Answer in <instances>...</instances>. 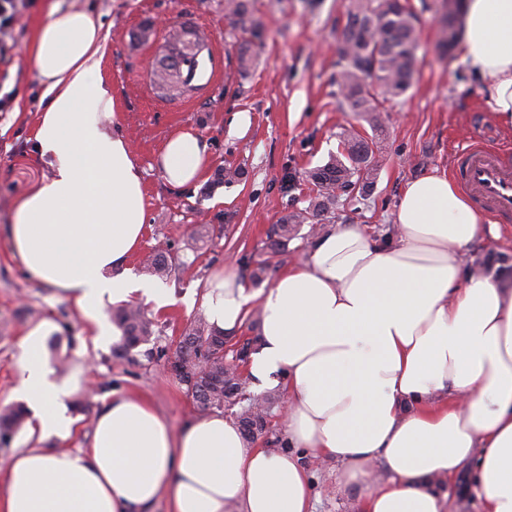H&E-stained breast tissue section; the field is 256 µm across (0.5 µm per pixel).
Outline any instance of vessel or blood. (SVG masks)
Returning a JSON list of instances; mask_svg holds the SVG:
<instances>
[{"label":"vessel or blood","mask_w":512,"mask_h":512,"mask_svg":"<svg viewBox=\"0 0 512 512\" xmlns=\"http://www.w3.org/2000/svg\"><path fill=\"white\" fill-rule=\"evenodd\" d=\"M454 175L476 206L502 220H512V163L474 144L458 148Z\"/></svg>","instance_id":"b4317fda"}]
</instances>
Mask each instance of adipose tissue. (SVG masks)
<instances>
[{"label":"adipose tissue","instance_id":"obj_1","mask_svg":"<svg viewBox=\"0 0 512 512\" xmlns=\"http://www.w3.org/2000/svg\"><path fill=\"white\" fill-rule=\"evenodd\" d=\"M459 51L485 105L512 127V0H464ZM98 16L55 0L31 39L43 103L28 145L48 174L13 207L8 245L43 287L70 301L98 334L108 302L174 303L154 283L117 275L141 242V168L121 131L112 84L101 75ZM207 146L189 129L158 157L174 186L198 181ZM392 238L340 224L310 243L306 260L255 291L234 268L203 295L208 322L236 334L260 308L261 346L249 366L266 389L286 385L289 447L247 445L216 413L172 433L146 400L113 396L91 447L30 448L11 462L0 512H310L300 455L337 463L336 484L361 490V512H445L435 480L475 462L483 512H512V285L473 266L472 244L512 237L486 223L446 171L408 181ZM51 320L19 345L15 398L31 433L67 438L64 400L45 352Z\"/></svg>","mask_w":512,"mask_h":512}]
</instances>
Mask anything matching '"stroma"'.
<instances>
[{
    "mask_svg": "<svg viewBox=\"0 0 512 512\" xmlns=\"http://www.w3.org/2000/svg\"><path fill=\"white\" fill-rule=\"evenodd\" d=\"M89 5L101 14L108 51L102 71L112 81L121 125L142 169L147 222L141 245L120 271L140 273L144 254L171 244L184 262L162 280L174 305L155 311L167 340L202 316L208 278L233 265L263 260L266 234L279 217L305 207L310 193L305 171L336 153L338 135L355 127L375 136L379 170L369 196L343 193L336 221L380 233L406 182L453 167L462 142L512 150L505 132L481 100L458 50L438 46L439 18L445 0H409L420 41L412 87L366 115L345 109L340 93L338 41L346 23L345 0H250L262 28V43L250 69L240 72L243 35L224 0H63ZM43 0H26L17 16L6 55H0V406L12 404L19 343L28 327L51 319L45 338L50 361L69 359L80 375V389L67 399L74 420L66 440L30 437L17 431L0 446V484L16 453L25 448L90 447L97 411L113 393L149 400L180 431L199 414L167 360H120L111 336H96L76 308L31 280L14 261L5 227L12 205L40 183L45 169L23 150L34 130L42 90L29 67V37L43 18ZM204 28L213 74L197 90L164 100L153 83L152 67L175 31ZM193 129L208 146L202 181L188 188L169 186L157 155L170 133ZM240 166L245 180L213 186L217 169ZM475 264L494 278H512V238L487 240L473 252ZM316 499L314 512H359L357 493L336 487V465L306 456Z\"/></svg>",
    "mask_w": 512,
    "mask_h": 512,
    "instance_id": "1",
    "label": "stroma"
}]
</instances>
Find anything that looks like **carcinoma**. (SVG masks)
I'll return each mask as SVG.
<instances>
[{
	"mask_svg": "<svg viewBox=\"0 0 512 512\" xmlns=\"http://www.w3.org/2000/svg\"><path fill=\"white\" fill-rule=\"evenodd\" d=\"M224 9L237 18L242 32L250 35L239 53V68L247 71L252 61L253 39L259 38L260 24L253 18L249 0H224ZM347 22L338 53L343 103L351 112H377L380 102L404 95L413 85L418 34L414 15L402 0H347ZM457 37V24L443 19L440 25V47L451 49ZM185 55H170L161 61L156 79L160 88L182 94L189 89L190 78L182 75ZM342 151L328 161L305 172L312 185L308 205L284 214L273 226L265 249L267 259L251 271V280L259 284L271 265V259L282 255L296 238L300 226L314 219L329 221L336 216V187L345 186L365 193L372 189L378 171L374 142L354 128L340 135ZM176 258L169 251L152 252L143 260V272L166 279L175 267ZM116 325L122 329L121 343L112 353L130 360L137 348L147 345V356L165 355L162 347H153L156 324L137 306L124 305L114 313ZM258 337L244 339L241 346L224 349V332L198 318L185 325L176 346L181 359L177 377L198 412L228 411L245 440L253 444L265 434L277 417L283 394L254 393L249 390L251 376L248 363L256 351ZM26 412L21 406L0 410V442L8 443L23 425Z\"/></svg>",
	"mask_w": 512,
	"mask_h": 512,
	"instance_id": "carcinoma-1",
	"label": "carcinoma"
}]
</instances>
